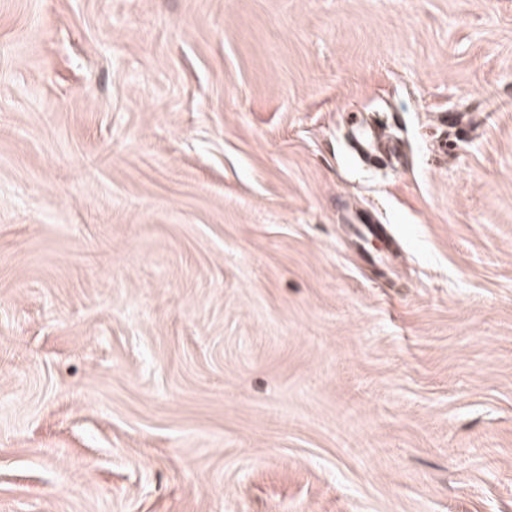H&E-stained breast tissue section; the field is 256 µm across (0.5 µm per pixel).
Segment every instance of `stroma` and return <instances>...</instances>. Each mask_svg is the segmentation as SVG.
I'll return each instance as SVG.
<instances>
[{"label": "stroma", "instance_id": "1", "mask_svg": "<svg viewBox=\"0 0 512 512\" xmlns=\"http://www.w3.org/2000/svg\"><path fill=\"white\" fill-rule=\"evenodd\" d=\"M0 512H512V0H0Z\"/></svg>", "mask_w": 512, "mask_h": 512}]
</instances>
